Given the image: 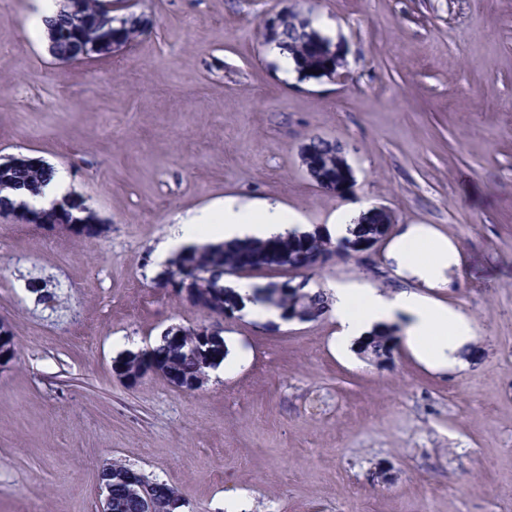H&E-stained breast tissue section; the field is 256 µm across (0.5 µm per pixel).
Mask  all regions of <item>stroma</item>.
Masks as SVG:
<instances>
[{"label": "stroma", "mask_w": 512, "mask_h": 512, "mask_svg": "<svg viewBox=\"0 0 512 512\" xmlns=\"http://www.w3.org/2000/svg\"><path fill=\"white\" fill-rule=\"evenodd\" d=\"M33 0H0V156L43 160L110 226L99 238L0 218V512H98L119 460L172 484L180 512H512V0H116L149 23L121 55L56 64ZM323 20L346 49L336 81L286 78L269 17ZM320 135L348 151L338 196L306 175ZM266 201L304 228L388 208L458 249L443 289L372 261L317 287L409 290L465 313L464 368L407 347L379 367L341 352L332 315L224 322L242 359L194 392L117 376L122 352L210 316L158 287L180 216ZM39 280L56 301L37 303Z\"/></svg>", "instance_id": "obj_1"}]
</instances>
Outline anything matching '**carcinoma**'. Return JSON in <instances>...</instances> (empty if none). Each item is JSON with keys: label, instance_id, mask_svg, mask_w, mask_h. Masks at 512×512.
I'll return each mask as SVG.
<instances>
[{"label": "carcinoma", "instance_id": "1", "mask_svg": "<svg viewBox=\"0 0 512 512\" xmlns=\"http://www.w3.org/2000/svg\"><path fill=\"white\" fill-rule=\"evenodd\" d=\"M116 31L122 33L124 40L132 43L139 36L138 28L129 24L128 17L112 18ZM47 31L69 33L75 46L86 47L96 43L99 34L96 25L80 26L70 31L69 7L63 6L58 14L47 21ZM277 45L288 51L297 65V73L302 80L323 79L322 71L330 65L328 52L324 50L321 38L309 34L301 21V15L288 12L281 17L280 40ZM309 160L318 162L323 172L333 174L339 171L344 159L341 157L343 146L334 140L312 136L306 142ZM55 169L50 165L39 168L19 166L7 173L0 174V207L4 202L12 201L13 195L20 190L39 187L52 179ZM336 241L319 227L300 231L293 229L285 235L266 239L246 238L224 241L218 244L193 245L186 248L181 265L204 275L206 308L212 312H223L229 305L242 312L245 302L265 307L294 309L305 308L320 316L329 312V301L323 289L311 291L298 297L275 288H255L249 297H244L233 288L224 285V277L232 276L244 270H284L288 259L299 252L312 255L323 254ZM397 341L396 330L383 326L367 335L362 352L375 360L389 352ZM156 366L137 358L122 356L117 363L130 375L139 378L149 374L169 377L176 371L186 380L208 375V370L219 366L228 355L224 337H218L208 343L189 328L179 338L164 337L152 346ZM112 466V512H139L137 502L130 497L127 489L118 477L126 464L114 461Z\"/></svg>", "mask_w": 512, "mask_h": 512}]
</instances>
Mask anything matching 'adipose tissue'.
Listing matches in <instances>:
<instances>
[{
    "mask_svg": "<svg viewBox=\"0 0 512 512\" xmlns=\"http://www.w3.org/2000/svg\"><path fill=\"white\" fill-rule=\"evenodd\" d=\"M298 222V215L280 204L228 198L221 211L202 210L182 217L179 234L161 244L156 257L165 260L176 248L196 242L197 228L203 224L219 225L222 240L228 241L283 235ZM391 252L402 274L428 288L447 287L448 272L458 264L455 245L421 224L409 225L395 239ZM328 296L338 327L336 343L344 351L375 326L399 323L404 327L407 347L422 363L453 369L459 366V355L473 338L472 323L464 314L414 291L389 297L355 283H335L330 285Z\"/></svg>",
    "mask_w": 512,
    "mask_h": 512,
    "instance_id": "adipose-tissue-1",
    "label": "adipose tissue"
}]
</instances>
